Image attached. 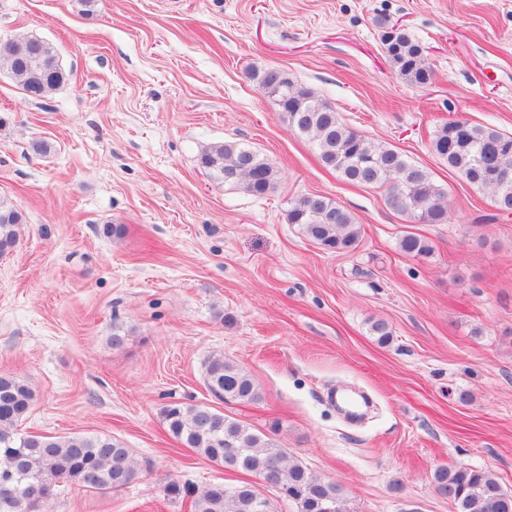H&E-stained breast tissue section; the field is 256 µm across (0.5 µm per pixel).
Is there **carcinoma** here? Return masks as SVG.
I'll use <instances>...</instances> for the list:
<instances>
[{"mask_svg":"<svg viewBox=\"0 0 512 512\" xmlns=\"http://www.w3.org/2000/svg\"><path fill=\"white\" fill-rule=\"evenodd\" d=\"M389 56L399 72L417 85L429 83L433 71L422 47L409 34L394 27L385 33ZM0 63L26 95L41 101L68 80L53 46L37 37L7 41ZM260 84L284 112L293 131L316 147L321 164L353 184L383 191L385 204L417 224L448 223V189L424 167L410 162L398 150L366 139L349 127L340 114L314 91L295 84L283 72L268 69ZM432 151L468 185L490 194L498 210H512V136L486 125L450 119L431 137ZM198 164L217 184L237 186L255 198L276 188L278 171L253 148L237 142L211 145L198 156ZM22 214L0 201V253L18 244ZM288 223L322 250L344 254L361 236L355 217L322 195L289 201ZM400 251L407 257H426L430 244L414 233L402 236ZM205 383L220 401L254 402L259 393L239 365L212 357ZM34 391L15 374H0V479L11 478L21 497L31 485L57 495L58 487L72 484L90 492L107 493L128 485L139 466L130 449L106 435L52 436L21 434L18 425L29 414ZM168 433L183 447L229 470L265 476L277 464L273 488L294 502L298 512H342V488L323 480L289 459L271 438L205 405L184 407L171 403L163 409ZM438 494L453 503L456 512H512V493L482 469L440 466L433 473ZM254 485L233 487L212 483L188 493L186 512H254Z\"/></svg>","mask_w":512,"mask_h":512,"instance_id":"carcinoma-1","label":"carcinoma"}]
</instances>
